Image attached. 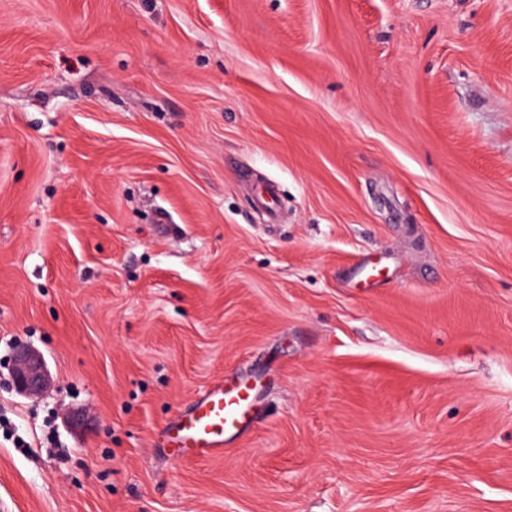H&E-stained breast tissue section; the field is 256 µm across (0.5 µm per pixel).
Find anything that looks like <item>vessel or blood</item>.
Instances as JSON below:
<instances>
[{
  "instance_id": "b4317fda",
  "label": "vessel or blood",
  "mask_w": 512,
  "mask_h": 512,
  "mask_svg": "<svg viewBox=\"0 0 512 512\" xmlns=\"http://www.w3.org/2000/svg\"><path fill=\"white\" fill-rule=\"evenodd\" d=\"M255 413L252 387L229 378L200 391L186 411L167 423L162 436L174 455L207 458L222 453L230 437L250 427Z\"/></svg>"
}]
</instances>
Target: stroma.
<instances>
[{
  "label": "stroma",
  "instance_id": "stroma-1",
  "mask_svg": "<svg viewBox=\"0 0 512 512\" xmlns=\"http://www.w3.org/2000/svg\"><path fill=\"white\" fill-rule=\"evenodd\" d=\"M0 512H512V0H0ZM10 379L12 389L27 397L43 395L53 383L43 354L28 346H17L14 349ZM253 388L233 378L200 391L190 407L162 430L166 448L176 456L208 458L222 453L227 440L255 419Z\"/></svg>",
  "mask_w": 512,
  "mask_h": 512
}]
</instances>
